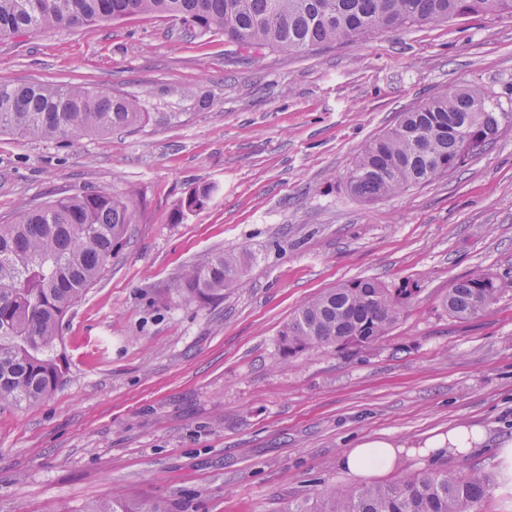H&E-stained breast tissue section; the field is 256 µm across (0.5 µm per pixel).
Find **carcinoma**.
Masks as SVG:
<instances>
[{
  "instance_id": "obj_1",
  "label": "carcinoma",
  "mask_w": 512,
  "mask_h": 512,
  "mask_svg": "<svg viewBox=\"0 0 512 512\" xmlns=\"http://www.w3.org/2000/svg\"><path fill=\"white\" fill-rule=\"evenodd\" d=\"M509 14L512 0H0V37L40 29L76 30L139 16L170 18L200 32L218 31L238 47L304 52L328 42L353 43L379 30L432 25L471 14ZM147 113L121 93L42 83H0V134L55 142L140 125ZM509 113L477 87L457 88L402 113L368 142L344 174L363 202L398 195L453 172L495 140ZM132 221L128 201L94 190L24 207L0 222V405L34 403L62 382L54 355L63 319L102 276ZM248 265L220 251L187 269L174 289L201 306L224 301ZM504 288L491 273L457 280L448 316H478ZM417 288H389L374 278L347 281L305 302L280 330L288 355L325 346L366 348L388 335ZM493 478L426 468L356 491L327 487L288 512H481ZM87 512H167L160 502L114 497Z\"/></svg>"
}]
</instances>
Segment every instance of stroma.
<instances>
[{"mask_svg": "<svg viewBox=\"0 0 512 512\" xmlns=\"http://www.w3.org/2000/svg\"><path fill=\"white\" fill-rule=\"evenodd\" d=\"M0 82L107 89L149 118L71 143L0 136V220L108 189L133 219L103 277L66 315L47 398L0 406V512H85L118 496L168 512H286L328 486L429 468L430 432L470 423L485 444L438 468L505 486L512 439V120L459 170L363 203L343 175L402 112L476 86L512 113V16L380 31L304 53L242 49L165 18L0 39ZM209 201L182 210L198 187ZM217 250L249 255L223 302L171 290ZM484 272L506 289L458 320L442 301ZM374 278L418 292L388 336L284 358L278 333L308 299ZM366 439L402 445L386 473L340 464Z\"/></svg>", "mask_w": 512, "mask_h": 512, "instance_id": "stroma-1", "label": "stroma"}]
</instances>
